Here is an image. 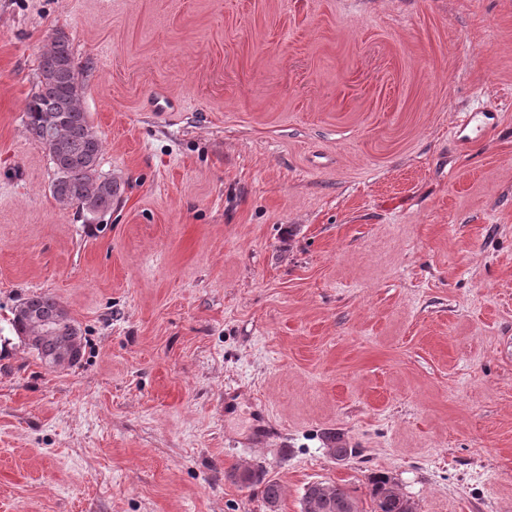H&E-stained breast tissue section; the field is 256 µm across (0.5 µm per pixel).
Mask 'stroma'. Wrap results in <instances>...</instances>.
Masks as SVG:
<instances>
[{"label":"stroma","instance_id":"35a3bbf8","mask_svg":"<svg viewBox=\"0 0 512 512\" xmlns=\"http://www.w3.org/2000/svg\"><path fill=\"white\" fill-rule=\"evenodd\" d=\"M57 33L91 222L26 129ZM233 469L512 512V0H0V512H269ZM61 303L49 294H31L14 307L11 325L24 344L50 367L70 368L82 357L83 341L74 321L61 318ZM77 350L74 362L64 365V354Z\"/></svg>","mask_w":512,"mask_h":512}]
</instances>
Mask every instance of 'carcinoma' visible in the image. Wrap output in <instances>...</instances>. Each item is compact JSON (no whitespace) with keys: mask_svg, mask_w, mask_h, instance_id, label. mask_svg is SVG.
Wrapping results in <instances>:
<instances>
[{"mask_svg":"<svg viewBox=\"0 0 512 512\" xmlns=\"http://www.w3.org/2000/svg\"><path fill=\"white\" fill-rule=\"evenodd\" d=\"M36 92L26 105V127L31 135L48 128L49 138H38L53 156L55 177L51 193L60 203L74 205L88 215L105 214L122 194L118 181L99 171L102 142L92 131L81 105L83 85L69 42L55 36L43 55ZM61 303L49 294H31L14 307L11 325L18 337L38 358L52 367L66 368L64 354L82 351L83 341L73 320L60 316ZM248 482L263 485V498L275 506L281 498L278 482L262 472H250ZM373 512H413L408 499L394 491L390 477L376 475L370 481ZM302 512H359L357 500L344 487L313 483L301 500Z\"/></svg>","mask_w":512,"mask_h":512,"instance_id":"cac0c4a2","label":"carcinoma"}]
</instances>
